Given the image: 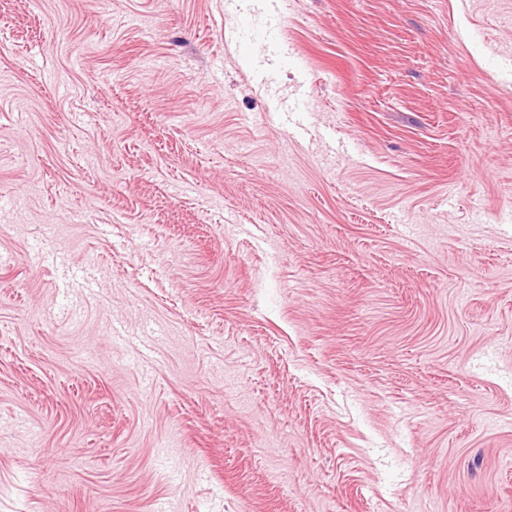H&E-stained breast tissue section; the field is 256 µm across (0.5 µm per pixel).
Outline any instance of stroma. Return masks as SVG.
Wrapping results in <instances>:
<instances>
[{"label": "stroma", "mask_w": 512, "mask_h": 512, "mask_svg": "<svg viewBox=\"0 0 512 512\" xmlns=\"http://www.w3.org/2000/svg\"><path fill=\"white\" fill-rule=\"evenodd\" d=\"M0 512H512V0H0Z\"/></svg>", "instance_id": "obj_1"}]
</instances>
